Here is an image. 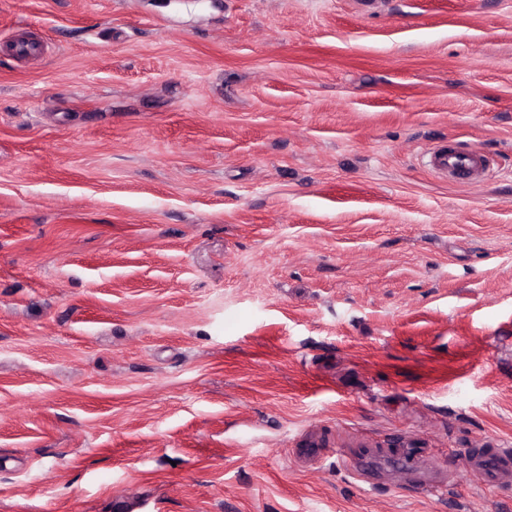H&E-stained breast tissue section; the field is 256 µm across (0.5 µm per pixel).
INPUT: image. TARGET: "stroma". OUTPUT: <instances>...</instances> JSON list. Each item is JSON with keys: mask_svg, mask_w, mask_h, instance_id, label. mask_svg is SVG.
I'll return each mask as SVG.
<instances>
[{"mask_svg": "<svg viewBox=\"0 0 512 512\" xmlns=\"http://www.w3.org/2000/svg\"><path fill=\"white\" fill-rule=\"evenodd\" d=\"M20 30L0 512H512L465 461L512 448V0H0ZM426 154L431 169L460 185L477 183L485 176L487 159L479 151L452 142L448 146L431 148Z\"/></svg>", "mask_w": 512, "mask_h": 512, "instance_id": "1", "label": "stroma"}]
</instances>
